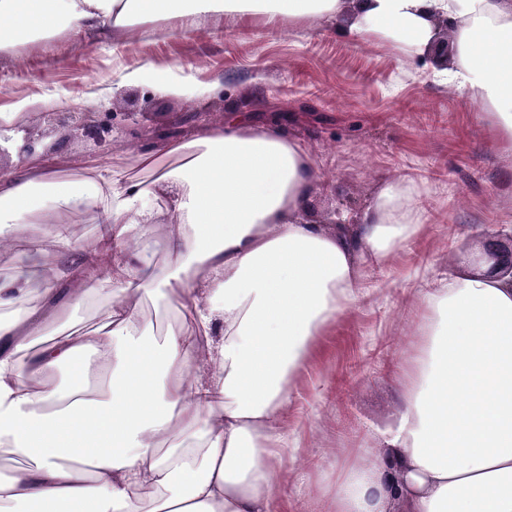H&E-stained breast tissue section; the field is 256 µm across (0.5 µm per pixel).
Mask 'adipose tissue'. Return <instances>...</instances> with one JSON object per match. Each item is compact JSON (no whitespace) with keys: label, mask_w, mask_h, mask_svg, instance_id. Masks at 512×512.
<instances>
[{"label":"adipose tissue","mask_w":512,"mask_h":512,"mask_svg":"<svg viewBox=\"0 0 512 512\" xmlns=\"http://www.w3.org/2000/svg\"><path fill=\"white\" fill-rule=\"evenodd\" d=\"M269 19L335 20L413 55L447 17L448 80L512 149V0H0V52L32 33L131 35L136 25L217 8ZM194 66L138 60L125 82L202 99ZM141 176L108 168L74 181L23 155L0 172V239L48 225L77 254L71 308L101 298L92 331L40 344L56 278L31 244L0 278V446L30 467L0 481V512H284L280 430L291 379L319 331L370 293L366 262L388 265L426 222L420 191L382 180L356 223L311 219L318 161L274 122L244 114L137 155ZM106 225L74 247L64 214ZM172 230L164 263L155 225ZM178 297L185 321L156 333L135 297ZM420 346L398 383L400 417L380 446L407 469L408 512H512V280L449 279L422 291ZM86 359L80 381L56 376ZM360 449L319 491L330 512H388L381 470ZM153 490L144 508L140 489Z\"/></svg>","instance_id":"adipose-tissue-1"}]
</instances>
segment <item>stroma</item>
<instances>
[{"label":"stroma","mask_w":512,"mask_h":512,"mask_svg":"<svg viewBox=\"0 0 512 512\" xmlns=\"http://www.w3.org/2000/svg\"><path fill=\"white\" fill-rule=\"evenodd\" d=\"M131 58L196 61V79L216 89L197 101L161 95L147 81L124 84ZM23 99L33 103L27 137L50 166L77 177L94 166H131L164 133L190 139L228 114L264 121L279 108L292 111L286 129L318 158L321 223L357 214L379 180L420 187L423 236L390 269L368 267L377 293L316 337L281 422L298 440L284 474L288 512H327L318 483L335 480L354 449L375 446L397 419L395 374L413 349L417 289L462 274L467 246L512 218V162L475 105L433 65L376 35L353 41L324 20L245 21L222 11L172 27L144 24L118 41L75 30L0 53V113ZM68 110L111 119L106 144L57 126L55 113Z\"/></svg>","instance_id":"stroma-1"}]
</instances>
